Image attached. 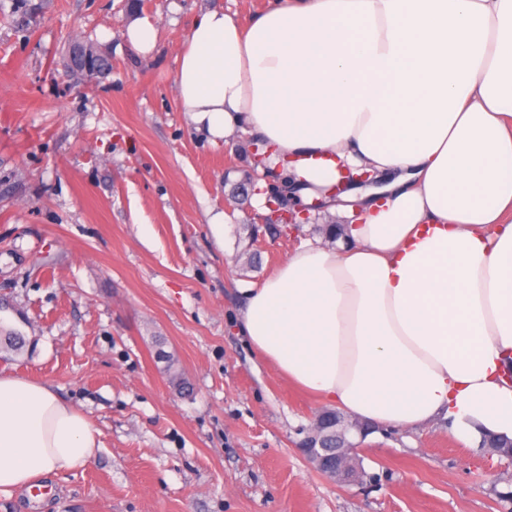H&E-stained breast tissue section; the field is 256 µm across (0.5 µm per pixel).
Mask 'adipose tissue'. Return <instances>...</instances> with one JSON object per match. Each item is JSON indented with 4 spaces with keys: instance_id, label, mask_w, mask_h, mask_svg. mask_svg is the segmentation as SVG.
<instances>
[{
    "instance_id": "ef3b65f1",
    "label": "adipose tissue",
    "mask_w": 512,
    "mask_h": 512,
    "mask_svg": "<svg viewBox=\"0 0 512 512\" xmlns=\"http://www.w3.org/2000/svg\"><path fill=\"white\" fill-rule=\"evenodd\" d=\"M175 88L197 130L273 147L300 203L349 218L249 289L239 323L288 381L384 428L512 439V0H269L194 22ZM380 186L322 197L342 166ZM100 433L0 375V495L84 468Z\"/></svg>"
}]
</instances>
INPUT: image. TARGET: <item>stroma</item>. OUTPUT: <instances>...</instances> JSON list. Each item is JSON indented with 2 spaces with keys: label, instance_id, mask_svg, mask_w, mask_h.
Returning a JSON list of instances; mask_svg holds the SVG:
<instances>
[{
  "label": "stroma",
  "instance_id": "stroma-1",
  "mask_svg": "<svg viewBox=\"0 0 512 512\" xmlns=\"http://www.w3.org/2000/svg\"><path fill=\"white\" fill-rule=\"evenodd\" d=\"M268 0H0V322L27 338L0 374L51 384L86 413L100 447L49 492L0 512H507L512 461L442 424L377 428L364 475L339 484L297 443L326 406L288 383L238 327L243 288L296 239L246 227L253 137L211 143L189 122L174 74L193 22H242ZM157 32L151 53L126 35ZM112 58L103 78L52 70L70 44ZM227 223L214 227L212 216ZM257 253L246 265L243 251ZM191 384L179 393L159 352ZM132 46L141 53L151 52L156 45V32L152 24L143 20H134L127 28Z\"/></svg>",
  "mask_w": 512,
  "mask_h": 512
}]
</instances>
